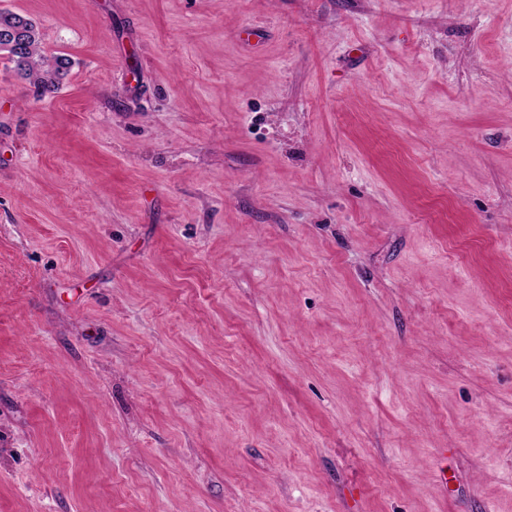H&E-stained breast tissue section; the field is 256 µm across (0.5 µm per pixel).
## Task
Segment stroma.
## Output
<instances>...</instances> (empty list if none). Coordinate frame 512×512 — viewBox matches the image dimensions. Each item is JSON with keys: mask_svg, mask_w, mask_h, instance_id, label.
Returning a JSON list of instances; mask_svg holds the SVG:
<instances>
[{"mask_svg": "<svg viewBox=\"0 0 512 512\" xmlns=\"http://www.w3.org/2000/svg\"><path fill=\"white\" fill-rule=\"evenodd\" d=\"M0 10V512H512V0ZM5 26L20 27L27 31V44L21 53L14 52L0 41V51L7 54L15 74L36 85L41 96L54 94L59 89L60 79L67 72L71 61L62 56L49 58L42 53L39 32L32 20L11 11H0V29Z\"/></svg>", "mask_w": 512, "mask_h": 512, "instance_id": "stroma-1", "label": "stroma"}]
</instances>
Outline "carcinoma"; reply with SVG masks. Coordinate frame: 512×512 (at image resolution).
Masks as SVG:
<instances>
[{
	"mask_svg": "<svg viewBox=\"0 0 512 512\" xmlns=\"http://www.w3.org/2000/svg\"><path fill=\"white\" fill-rule=\"evenodd\" d=\"M20 27L26 31V47L16 53L0 41V51L7 54L13 64L15 74L29 80L40 90V95H52L59 89L62 76L67 72L71 61L62 56L49 58L42 53L39 32L35 23L17 13L0 11V29Z\"/></svg>",
	"mask_w": 512,
	"mask_h": 512,
	"instance_id": "obj_1",
	"label": "carcinoma"
}]
</instances>
